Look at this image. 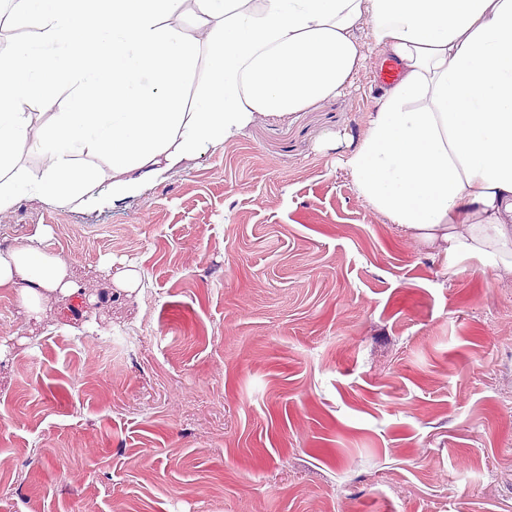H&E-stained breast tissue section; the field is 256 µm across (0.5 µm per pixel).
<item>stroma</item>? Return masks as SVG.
<instances>
[{"instance_id":"35a3bbf8","label":"stroma","mask_w":512,"mask_h":512,"mask_svg":"<svg viewBox=\"0 0 512 512\" xmlns=\"http://www.w3.org/2000/svg\"><path fill=\"white\" fill-rule=\"evenodd\" d=\"M379 64L113 207L0 213L82 284L0 289V512H512V274L358 197Z\"/></svg>"}]
</instances>
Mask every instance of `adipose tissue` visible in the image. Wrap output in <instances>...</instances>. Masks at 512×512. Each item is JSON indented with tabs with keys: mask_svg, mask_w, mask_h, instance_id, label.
<instances>
[{
	"mask_svg": "<svg viewBox=\"0 0 512 512\" xmlns=\"http://www.w3.org/2000/svg\"><path fill=\"white\" fill-rule=\"evenodd\" d=\"M187 1L189 30L170 23ZM12 14L28 33L0 48V213L32 197L114 206L261 117L336 96L368 52L400 76L344 158L359 197L448 269L512 271V0H15ZM60 81L65 108L37 124L31 105ZM26 148L42 168L19 166ZM42 239L0 251V286L32 318L81 290Z\"/></svg>",
	"mask_w": 512,
	"mask_h": 512,
	"instance_id": "ef3b65f1",
	"label": "adipose tissue"
}]
</instances>
